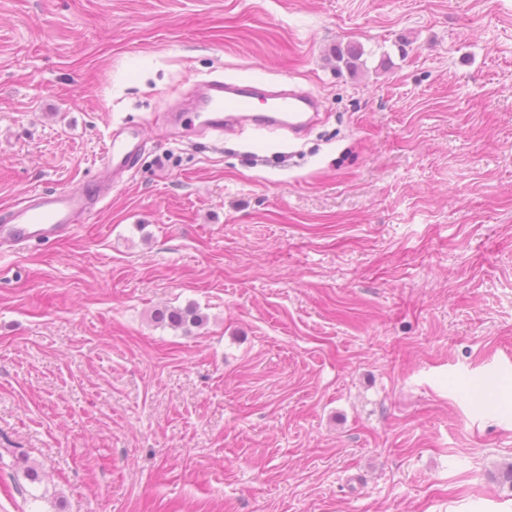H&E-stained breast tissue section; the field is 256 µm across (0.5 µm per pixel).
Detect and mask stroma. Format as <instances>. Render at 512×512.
I'll use <instances>...</instances> for the list:
<instances>
[{
  "label": "stroma",
  "mask_w": 512,
  "mask_h": 512,
  "mask_svg": "<svg viewBox=\"0 0 512 512\" xmlns=\"http://www.w3.org/2000/svg\"><path fill=\"white\" fill-rule=\"evenodd\" d=\"M215 77L318 119L171 137ZM121 123L0 253V512H512V0H0V210ZM137 131L111 128L99 157L96 181L76 188L30 191L25 202L0 213V248L21 250L32 241L61 238L98 211L112 191L115 173L132 165L139 152Z\"/></svg>",
  "instance_id": "obj_1"
}]
</instances>
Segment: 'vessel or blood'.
Masks as SVG:
<instances>
[{
	"label": "vessel or blood",
	"instance_id": "obj_1",
	"mask_svg": "<svg viewBox=\"0 0 512 512\" xmlns=\"http://www.w3.org/2000/svg\"><path fill=\"white\" fill-rule=\"evenodd\" d=\"M200 100L206 126L216 131L250 126L300 132L317 112L316 98L306 92L268 93L263 84L207 80ZM263 111H256V102ZM138 134L129 126L110 129L99 157L96 181L53 191H31L23 205L0 213V248L23 249L38 240L60 238L98 211L112 191L115 173L129 168L139 152Z\"/></svg>",
	"mask_w": 512,
	"mask_h": 512
}]
</instances>
